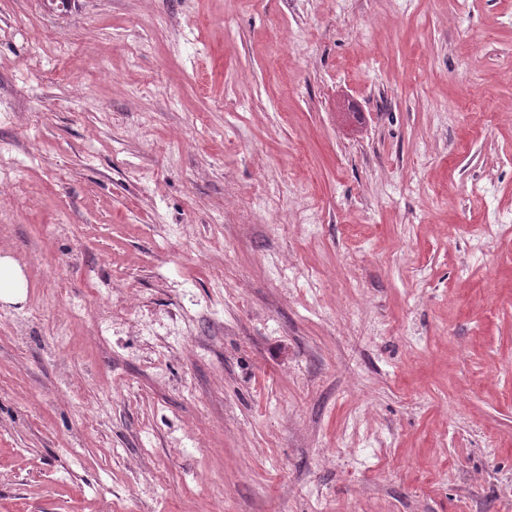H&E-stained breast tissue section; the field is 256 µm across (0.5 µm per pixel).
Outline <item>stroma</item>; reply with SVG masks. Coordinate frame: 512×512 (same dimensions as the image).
Segmentation results:
<instances>
[{
	"label": "stroma",
	"mask_w": 512,
	"mask_h": 512,
	"mask_svg": "<svg viewBox=\"0 0 512 512\" xmlns=\"http://www.w3.org/2000/svg\"><path fill=\"white\" fill-rule=\"evenodd\" d=\"M1 112L0 512H512V0H0ZM25 288L20 269L9 258H0V299H17Z\"/></svg>",
	"instance_id": "stroma-1"
}]
</instances>
